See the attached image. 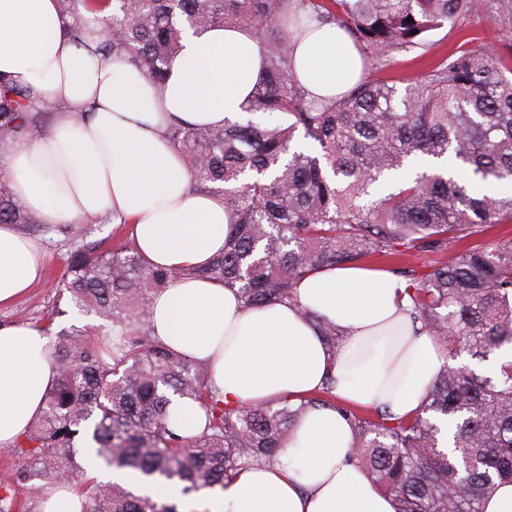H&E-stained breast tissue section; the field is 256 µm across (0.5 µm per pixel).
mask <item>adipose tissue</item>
<instances>
[{"label":"adipose tissue","instance_id":"1","mask_svg":"<svg viewBox=\"0 0 512 512\" xmlns=\"http://www.w3.org/2000/svg\"><path fill=\"white\" fill-rule=\"evenodd\" d=\"M56 0H0V73L60 105L42 136L0 144V171L45 224L111 215L145 260L202 266L224 249L229 224L219 197L195 191L165 130L171 118L220 125L247 105L263 75L264 52L249 33L216 25L187 34L163 87L115 58L77 47ZM294 65L315 95L348 91L362 75L357 49L339 27H313ZM37 241L0 224V307L43 279ZM404 281L372 264L319 270L297 287L311 319L275 303L243 308L235 292L204 279L173 282L154 300L158 338L207 362L226 407L299 402L333 378L345 405L384 406L408 418L446 361L435 339L412 329L400 307ZM344 333L330 356L315 318ZM58 372L44 332L0 327V446L13 444L40 416ZM349 423L335 407L302 414L289 462L250 466L207 502L210 512H396L348 459Z\"/></svg>","mask_w":512,"mask_h":512}]
</instances>
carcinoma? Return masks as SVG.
Returning <instances> with one entry per match:
<instances>
[{"label":"carcinoma","instance_id":"1","mask_svg":"<svg viewBox=\"0 0 512 512\" xmlns=\"http://www.w3.org/2000/svg\"><path fill=\"white\" fill-rule=\"evenodd\" d=\"M473 0H57L73 18L69 36L95 44L103 60L123 57L154 83L164 81L188 30L234 25L266 51V77L243 112L222 127L172 118L166 128L192 187L224 199L230 231L224 252L203 267L148 264L131 245L89 242L72 251L52 285L58 300L105 321L72 327L54 342L58 380L41 416L16 441L24 465L0 476V512H14L15 490L74 482L90 457L131 468L183 495L224 488L242 467L286 451L309 407L332 405L349 421L352 461L393 496L397 512H484L512 483V361L483 377L455 363L487 360L512 347V235L476 237L512 223V194L471 190L455 170H425L361 204L369 189L426 157L467 166L482 181L512 184V55L470 39L437 57L399 93L362 79L335 98L313 95L293 67L295 38L335 24L384 65L393 53H435L431 36L455 25ZM512 26V0H490ZM110 10L105 27L87 14ZM413 21L406 22L407 18ZM59 103L0 76V142L46 132ZM0 224L41 221L0 176ZM434 256L427 264L414 260ZM354 263L391 266L406 283L414 328L436 338L445 363L412 418L336 402L334 380L303 403L283 400L229 409L207 364L164 345L152 325L153 300L172 282L209 278L237 289L243 307L291 303L309 273ZM331 354L342 331L319 322ZM112 337L107 357L95 336ZM201 404L206 421L184 436L172 398ZM86 512H177L114 483L75 482Z\"/></svg>","mask_w":512,"mask_h":512}]
</instances>
